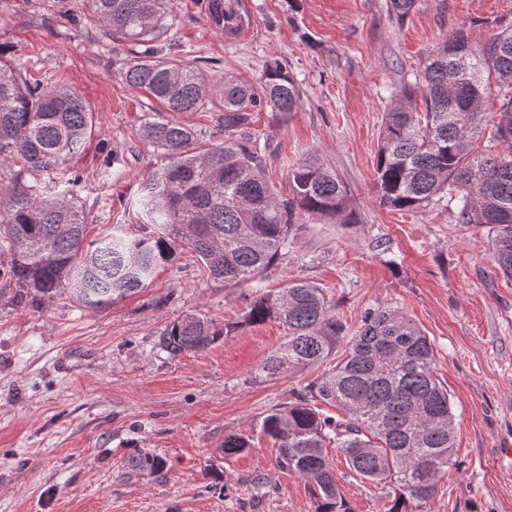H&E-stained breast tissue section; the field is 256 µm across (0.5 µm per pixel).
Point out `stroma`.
Returning <instances> with one entry per match:
<instances>
[{
  "label": "stroma",
  "instance_id": "35a3bbf8",
  "mask_svg": "<svg viewBox=\"0 0 512 512\" xmlns=\"http://www.w3.org/2000/svg\"><path fill=\"white\" fill-rule=\"evenodd\" d=\"M390 0H240L248 23L233 35L207 23L203 0H175L170 39L207 82L258 83L281 57L301 104L252 114L268 147L269 176L291 191L288 167L318 151L347 189V218L303 215L286 257L263 289L309 281L347 330L366 309L398 307L429 337L454 413V464L417 512H512V279L498 269L486 227L455 223L443 201L418 210L379 204L374 190L382 118L397 87H416L427 53L460 28L481 44L512 25V0H422L405 17ZM111 37L84 0H0V50L17 68L52 78L91 107L95 127L72 162L90 236L151 233L135 198L166 158L143 136L159 105L123 82ZM224 103L181 115L202 148L222 142ZM0 252V512H313L310 484L281 469L254 425L318 374L295 370L252 380L287 336L273 320L209 349L158 350L177 316L239 320L252 284L224 286L177 246L140 292L106 308L69 295L42 303L20 295ZM252 446L227 457L228 434ZM161 471L133 470L142 454ZM333 464L350 512H386L381 486L364 482L340 453Z\"/></svg>",
  "mask_w": 512,
  "mask_h": 512
}]
</instances>
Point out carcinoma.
<instances>
[{
    "label": "carcinoma",
    "instance_id": "carcinoma-1",
    "mask_svg": "<svg viewBox=\"0 0 512 512\" xmlns=\"http://www.w3.org/2000/svg\"><path fill=\"white\" fill-rule=\"evenodd\" d=\"M107 31L134 41L112 68L165 112H197L210 87L188 60L162 55L160 38L175 26L173 0H86ZM240 0H205L210 26L234 34L246 22ZM497 87L495 137L502 155L474 159L480 114ZM224 141L196 146L194 133L173 118L149 121L144 136L167 163L142 180L137 199L158 233L127 239L87 236L70 162L94 127V113L70 88L50 84L4 61L0 50V168L20 167L0 194V248L10 252L8 275L17 287L50 302L67 293L79 304L105 308L145 287L155 269L183 244L211 277L236 286L262 279L285 257L301 214L339 215L347 190L318 152L288 167L291 195L281 197L267 176V148L251 131V112H294L299 90L283 62L269 57L259 83L224 75ZM420 94L423 111L410 105ZM384 114L376 164L380 203L416 210L452 191L458 224L488 228L501 272L512 278V30L472 46L465 30L430 50L422 84L404 88ZM27 173L34 182L23 181ZM51 177L45 188L40 177ZM277 320L288 336L253 372L271 380L298 368L323 372L296 401L271 410L259 430L275 444L278 467L313 488V512H348L329 445L372 484L395 485L387 512H408L437 492L456 445L447 389L435 370L433 344L394 306L368 309L346 334L323 290L293 281L277 293L255 291L240 320L222 327L197 314L168 324L159 349L170 356L203 352L253 324ZM336 406L344 414L322 411ZM250 447L243 434L224 436V455Z\"/></svg>",
    "mask_w": 512,
    "mask_h": 512
}]
</instances>
